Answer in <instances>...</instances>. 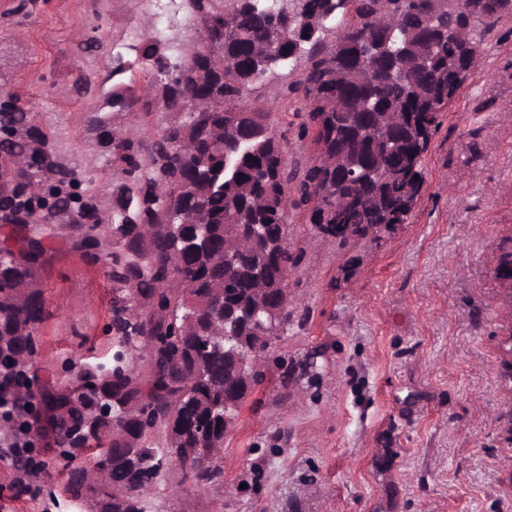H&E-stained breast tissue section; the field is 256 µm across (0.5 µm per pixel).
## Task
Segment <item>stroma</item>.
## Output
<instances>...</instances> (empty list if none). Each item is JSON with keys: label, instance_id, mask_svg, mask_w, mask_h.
Masks as SVG:
<instances>
[{"label": "stroma", "instance_id": "35a3bbf8", "mask_svg": "<svg viewBox=\"0 0 512 512\" xmlns=\"http://www.w3.org/2000/svg\"><path fill=\"white\" fill-rule=\"evenodd\" d=\"M197 29L180 0H0V88L56 133L107 208L112 173L87 118L109 109L116 49L190 41ZM282 82L259 88V105L289 131L290 160L310 158ZM423 174L411 219L379 242L341 247L290 215L301 258L288 329L224 440L220 481L167 498V512H512L501 347L512 319L492 277L512 236V14L490 26L483 64L444 114ZM41 282L49 315L29 373L37 384L113 343L112 282L99 261L56 241ZM32 455L30 479L0 458V512H85L45 440Z\"/></svg>", "mask_w": 512, "mask_h": 512}]
</instances>
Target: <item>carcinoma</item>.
I'll list each match as a JSON object with an SVG mask.
<instances>
[{
    "mask_svg": "<svg viewBox=\"0 0 512 512\" xmlns=\"http://www.w3.org/2000/svg\"><path fill=\"white\" fill-rule=\"evenodd\" d=\"M199 25V46L161 38L115 56L112 75L139 65L149 84L112 85V111L154 128L117 127L97 116L98 144L112 180L102 208L93 180L57 156L55 135L26 106L4 114L15 137L0 158L29 169L0 186V224L47 247L67 241L101 260L119 296L112 308V356L77 359L68 379L36 386L22 361L46 319L39 255L0 240V396L8 416L26 417L34 399L53 409L40 437L72 462L65 490L97 512H164L157 488L198 489L222 475L211 445H224L258 377L243 365L288 328L278 296L300 261L288 214L310 231L345 224L339 246L372 242L376 224H405L420 196L429 146L465 81L482 61L486 22L512 14V0H393L398 20H382L383 0H182ZM466 28L475 59L448 32ZM278 71L300 104L297 137L306 163L250 99ZM192 97L198 109L178 105ZM55 182L58 213L39 222L26 209L28 182ZM248 246L224 262V241ZM493 279L512 286V238L498 249ZM142 402L148 424L126 413ZM102 467L108 485L90 487Z\"/></svg>",
    "mask_w": 512,
    "mask_h": 512,
    "instance_id": "obj_1",
    "label": "carcinoma"
}]
</instances>
